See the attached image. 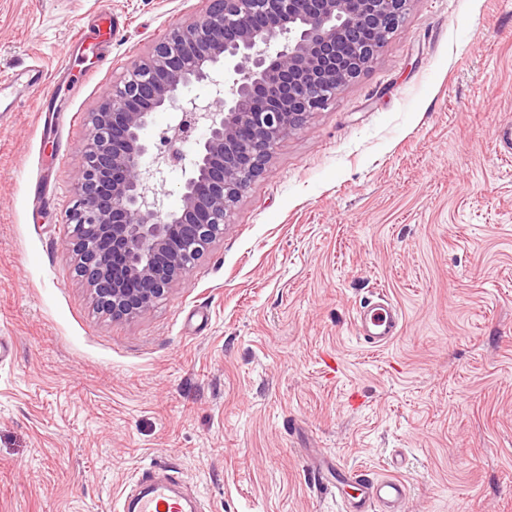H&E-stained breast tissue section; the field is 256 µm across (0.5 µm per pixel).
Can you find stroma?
<instances>
[{"mask_svg": "<svg viewBox=\"0 0 512 512\" xmlns=\"http://www.w3.org/2000/svg\"><path fill=\"white\" fill-rule=\"evenodd\" d=\"M203 7L0 0V512H110L152 463L201 512H337L355 490L314 483L316 448L399 474L406 512H512V0H410L376 63L279 141L223 241L113 321L65 246L87 116ZM88 27L92 56L67 51ZM59 83V112H38ZM379 290L403 325L376 349L354 317Z\"/></svg>", "mask_w": 512, "mask_h": 512, "instance_id": "1", "label": "stroma"}]
</instances>
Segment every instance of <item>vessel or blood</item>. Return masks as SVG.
I'll return each mask as SVG.
<instances>
[{
  "instance_id": "obj_1",
  "label": "vessel or blood",
  "mask_w": 512,
  "mask_h": 512,
  "mask_svg": "<svg viewBox=\"0 0 512 512\" xmlns=\"http://www.w3.org/2000/svg\"><path fill=\"white\" fill-rule=\"evenodd\" d=\"M400 319L397 306L386 297H378L357 312L359 337L372 347L386 346L395 338ZM323 465L335 471L338 477H349L357 490L356 496L348 500L344 512H404L407 485L401 477L371 478L351 474L332 458L324 460ZM178 481L174 471L156 465L140 468L138 491L123 512H184L182 499L172 491Z\"/></svg>"
}]
</instances>
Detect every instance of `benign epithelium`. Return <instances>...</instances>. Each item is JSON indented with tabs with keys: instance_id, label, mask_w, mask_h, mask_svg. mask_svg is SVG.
I'll return each mask as SVG.
<instances>
[{
	"instance_id": "benign-epithelium-1",
	"label": "benign epithelium",
	"mask_w": 512,
	"mask_h": 512,
	"mask_svg": "<svg viewBox=\"0 0 512 512\" xmlns=\"http://www.w3.org/2000/svg\"><path fill=\"white\" fill-rule=\"evenodd\" d=\"M409 2L205 0L196 20L130 66L89 115L72 183L66 246L98 312L145 315L223 239L276 143L374 64ZM193 84L207 95L183 96ZM159 109L175 111L169 147L198 145L177 210L165 206L174 153L143 136Z\"/></svg>"
}]
</instances>
